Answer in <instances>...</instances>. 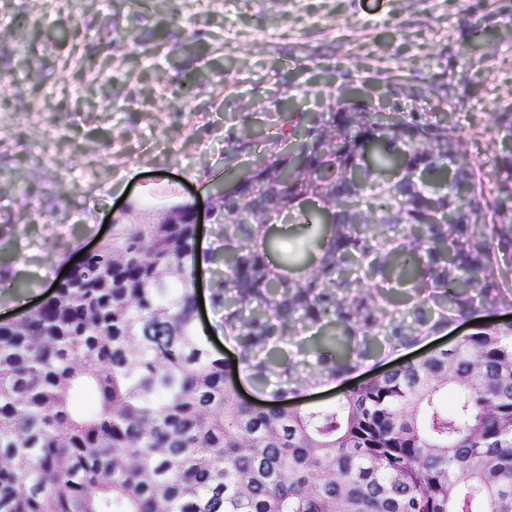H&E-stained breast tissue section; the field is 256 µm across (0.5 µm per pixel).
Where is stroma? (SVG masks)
<instances>
[{
    "label": "stroma",
    "mask_w": 512,
    "mask_h": 512,
    "mask_svg": "<svg viewBox=\"0 0 512 512\" xmlns=\"http://www.w3.org/2000/svg\"><path fill=\"white\" fill-rule=\"evenodd\" d=\"M44 2L0 0L1 322L119 236L121 197L150 212L206 201L328 95L434 113L476 166L512 151L496 135L512 113V0ZM195 33L202 50L186 53ZM62 134L54 165L36 163L30 143Z\"/></svg>",
    "instance_id": "1"
}]
</instances>
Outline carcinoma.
<instances>
[{
    "label": "carcinoma",
    "instance_id": "1",
    "mask_svg": "<svg viewBox=\"0 0 512 512\" xmlns=\"http://www.w3.org/2000/svg\"><path fill=\"white\" fill-rule=\"evenodd\" d=\"M215 190L223 243L211 301L239 368L197 326L191 204L133 226L0 324V512H512V322L291 408L239 397L277 374L285 398L383 350L512 306V154L473 169L431 112L342 95L296 117ZM500 220L481 221L487 210ZM298 251L270 259V230ZM318 336L307 366L273 347Z\"/></svg>",
    "mask_w": 512,
    "mask_h": 512
}]
</instances>
